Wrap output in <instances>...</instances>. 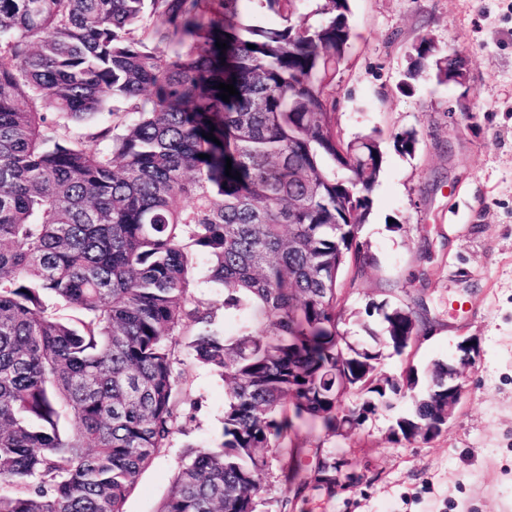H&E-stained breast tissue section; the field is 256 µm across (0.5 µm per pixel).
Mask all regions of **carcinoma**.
<instances>
[{
	"mask_svg": "<svg viewBox=\"0 0 512 512\" xmlns=\"http://www.w3.org/2000/svg\"><path fill=\"white\" fill-rule=\"evenodd\" d=\"M241 2L0 0V512H123L189 402L182 348L224 380V417L157 512H258L261 448L289 487L336 495V454L291 440L295 419L351 430L405 389L397 438L434 420L448 365L392 381L376 349L403 354L395 336L425 334V316L385 302L364 353L336 338L340 274L371 265L359 231L384 163L376 135L336 139L349 0H313L306 25L302 0H254L272 28ZM429 58L448 82V55L422 41L401 93ZM93 119L90 150L74 126ZM200 259L224 313H254L266 335L247 318L220 328L195 297ZM304 456L333 479L313 483Z\"/></svg>",
	"mask_w": 512,
	"mask_h": 512,
	"instance_id": "obj_1",
	"label": "carcinoma"
}]
</instances>
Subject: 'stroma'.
<instances>
[{
	"label": "stroma",
	"mask_w": 512,
	"mask_h": 512,
	"mask_svg": "<svg viewBox=\"0 0 512 512\" xmlns=\"http://www.w3.org/2000/svg\"><path fill=\"white\" fill-rule=\"evenodd\" d=\"M355 39L336 77V126L344 138L376 132L385 154L360 239L375 264L353 280L344 307L351 342L379 330L369 306L423 297L430 329L383 374L425 372L452 360L460 341L477 348L463 367L467 393L446 432L397 441L390 427L411 399L351 432L299 425V441L346 454L355 490L310 487L295 512H512V0H349ZM466 59L465 85L441 84L425 65L413 94L397 89L421 41ZM414 130V154L394 147ZM188 381L169 448L139 475L123 512H156L185 446H213L224 416V382L182 355Z\"/></svg>",
	"instance_id": "35a3bbf8"
}]
</instances>
